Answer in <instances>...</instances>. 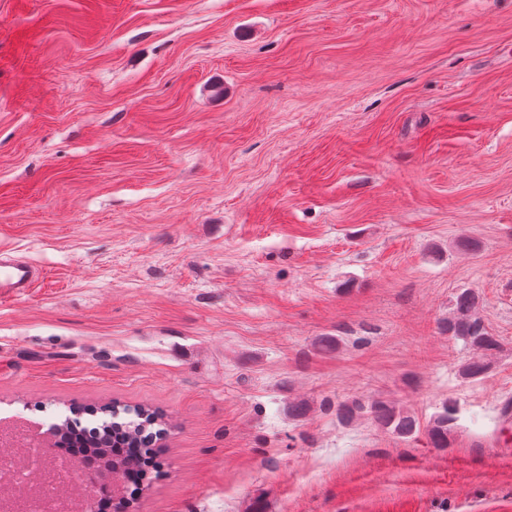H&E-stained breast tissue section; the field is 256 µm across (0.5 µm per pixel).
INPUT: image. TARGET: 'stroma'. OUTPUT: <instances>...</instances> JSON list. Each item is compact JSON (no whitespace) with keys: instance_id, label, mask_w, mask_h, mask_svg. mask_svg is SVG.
Segmentation results:
<instances>
[{"instance_id":"stroma-1","label":"stroma","mask_w":512,"mask_h":512,"mask_svg":"<svg viewBox=\"0 0 512 512\" xmlns=\"http://www.w3.org/2000/svg\"><path fill=\"white\" fill-rule=\"evenodd\" d=\"M1 248L0 430L158 411L130 512H512V0H0ZM39 273L29 261L0 249V300L28 296ZM477 307L474 292L468 289L460 291L454 297L448 317V335L462 339L480 352L464 366L463 373L469 378L481 376L488 370L485 358L497 351L500 345L497 336H492L476 316ZM336 411L341 420H350L357 411H365L375 422L391 429L403 438L411 437L419 428V421L416 417L380 399H371L366 403L358 401L351 405L343 404ZM455 405L452 401L444 403L440 411L433 419L429 429L431 443L436 448H444L448 445V425L454 420Z\"/></svg>"}]
</instances>
